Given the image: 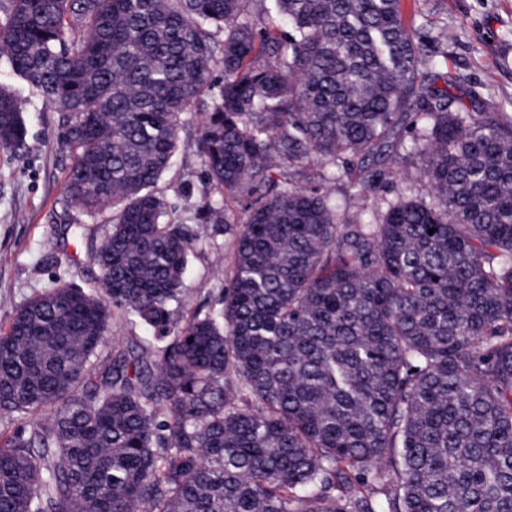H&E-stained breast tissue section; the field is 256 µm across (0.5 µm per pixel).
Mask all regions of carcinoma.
<instances>
[{"label":"carcinoma","mask_w":512,"mask_h":512,"mask_svg":"<svg viewBox=\"0 0 512 512\" xmlns=\"http://www.w3.org/2000/svg\"><path fill=\"white\" fill-rule=\"evenodd\" d=\"M9 2L0 53L61 113L67 200L112 225L95 288L0 332V512H512V118L453 108L399 0H266L271 25ZM215 87L198 214L234 268L177 330L199 234L152 187ZM26 138L0 87V148ZM408 160L427 192L387 198ZM116 311L152 343L101 354Z\"/></svg>","instance_id":"1"}]
</instances>
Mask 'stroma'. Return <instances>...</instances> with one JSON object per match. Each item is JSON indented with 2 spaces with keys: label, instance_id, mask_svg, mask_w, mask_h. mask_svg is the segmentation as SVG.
<instances>
[{
  "label": "stroma",
  "instance_id": "obj_1",
  "mask_svg": "<svg viewBox=\"0 0 512 512\" xmlns=\"http://www.w3.org/2000/svg\"><path fill=\"white\" fill-rule=\"evenodd\" d=\"M404 24L428 44L439 72L454 75L461 91H475L470 111L489 109L512 114V0H400ZM456 35L448 46L432 43L437 27ZM0 84L10 85L23 103L28 129L21 155L0 150V330L28 299L57 285L91 288L99 270L91 248L110 228L111 210L94 214L68 207L64 183L71 160L59 145L60 115L17 79L0 56ZM211 93L198 100L179 132V148L155 190L171 207L170 217L182 224L197 222L204 199L203 163L196 150L201 108ZM87 228L74 237L68 225ZM200 226L183 281L185 307L173 321L185 327L194 313L217 306L231 267L233 238L213 225Z\"/></svg>",
  "mask_w": 512,
  "mask_h": 512
}]
</instances>
